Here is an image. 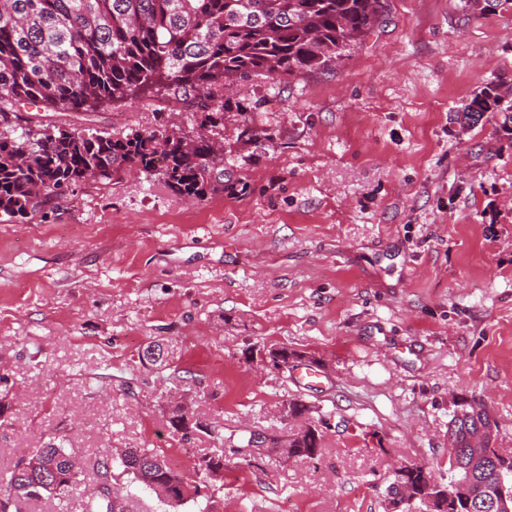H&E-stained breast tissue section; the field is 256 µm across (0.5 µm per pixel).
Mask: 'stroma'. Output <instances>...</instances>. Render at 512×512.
<instances>
[{
  "label": "stroma",
  "mask_w": 512,
  "mask_h": 512,
  "mask_svg": "<svg viewBox=\"0 0 512 512\" xmlns=\"http://www.w3.org/2000/svg\"><path fill=\"white\" fill-rule=\"evenodd\" d=\"M497 76L512 79V4L387 0L330 69L230 89L260 104L259 143L224 121L247 193L193 202L133 169L25 221L0 215V479L62 435L83 466L68 512L115 448L182 472L223 455L215 512H385L400 465L447 482L448 424L470 402L512 456V141L496 115L453 119ZM46 121L197 130L155 97ZM153 341L173 351L161 374L140 360ZM282 344L285 371L249 357ZM314 359L316 387L296 378ZM179 390L201 424L186 434L168 422ZM295 399L303 417L286 413ZM306 421L329 424L317 459L238 451Z\"/></svg>",
  "instance_id": "35a3bbf8"
}]
</instances>
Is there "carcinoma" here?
<instances>
[{"label": "carcinoma", "mask_w": 512, "mask_h": 512, "mask_svg": "<svg viewBox=\"0 0 512 512\" xmlns=\"http://www.w3.org/2000/svg\"><path fill=\"white\" fill-rule=\"evenodd\" d=\"M384 0H0V126L42 127L32 140L0 137V214L22 221L47 200L87 181L108 184L129 167L161 178L175 194L202 201L209 195L246 190L247 183L224 171V116L232 108L224 87L259 75L282 77L324 70L379 23ZM166 95L192 110L198 124L190 139L174 130L109 133L42 126L27 104L46 112H94L148 94ZM512 135V99L490 81L456 112L462 125H476L487 113ZM489 423L484 410H462L448 425V468L455 480L467 470L470 436ZM323 437L288 435V455L313 459ZM486 465L472 473L460 499H438L435 512H489L512 492V458L487 448ZM65 440L19 458L0 482V512L53 496L61 505L79 479L70 474ZM34 458L36 482L23 461ZM191 479L145 448H127L103 459L101 477L124 476L141 483L168 506L188 501L209 512L213 482L223 478L224 457L202 458ZM412 483L413 505L427 501L422 466L404 475ZM85 512H130L109 496L85 500Z\"/></svg>", "instance_id": "carcinoma-1"}]
</instances>
